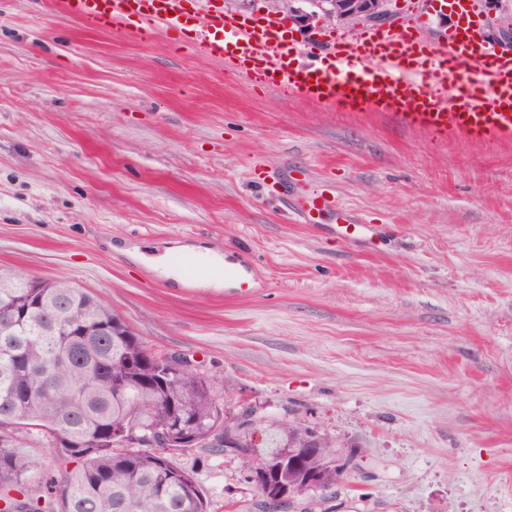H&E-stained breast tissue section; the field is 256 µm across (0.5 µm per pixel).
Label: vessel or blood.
Returning a JSON list of instances; mask_svg holds the SVG:
<instances>
[{"mask_svg":"<svg viewBox=\"0 0 512 512\" xmlns=\"http://www.w3.org/2000/svg\"><path fill=\"white\" fill-rule=\"evenodd\" d=\"M59 10L94 31L193 33L196 51L222 59L251 81L334 109L386 114L438 139L512 140V49L455 26L439 46L411 30L364 32L333 42L284 40L279 20L247 21L220 0H56ZM294 207L306 223L340 220V235L358 239L364 224L322 192L304 191L287 176ZM224 285L244 294L255 286L249 268L224 263Z\"/></svg>","mask_w":512,"mask_h":512,"instance_id":"b4317fda","label":"vessel or blood"}]
</instances>
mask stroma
<instances>
[{"label":"stroma","mask_w":512,"mask_h":512,"mask_svg":"<svg viewBox=\"0 0 512 512\" xmlns=\"http://www.w3.org/2000/svg\"><path fill=\"white\" fill-rule=\"evenodd\" d=\"M286 167L382 234L304 223ZM199 247L247 262L253 292L155 271ZM0 270L70 281L220 394L343 444L337 512H512V141H440L0 0ZM176 463L210 512H254L240 458Z\"/></svg>","instance_id":"1"}]
</instances>
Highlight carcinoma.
Listing matches in <instances>:
<instances>
[{
  "mask_svg": "<svg viewBox=\"0 0 512 512\" xmlns=\"http://www.w3.org/2000/svg\"><path fill=\"white\" fill-rule=\"evenodd\" d=\"M23 322L0 332V502L3 512H208L194 472L173 457L191 448L224 453L220 429L249 436L241 405L218 394L217 379L179 370L173 356L154 352L114 310L61 280L0 271V305ZM103 336L48 330L47 318ZM267 439L243 457L245 466L271 462L307 447L310 426L260 417ZM137 428L177 436L171 448L131 446L112 431ZM303 460L320 478L300 490L288 512H325L343 472L336 441L321 435Z\"/></svg>",
  "mask_w": 512,
  "mask_h": 512,
  "instance_id": "carcinoma-1",
  "label": "carcinoma"
}]
</instances>
